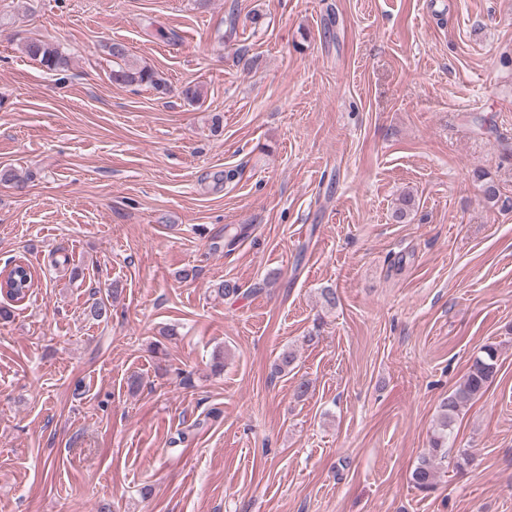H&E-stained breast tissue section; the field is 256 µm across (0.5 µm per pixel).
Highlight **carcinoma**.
Returning a JSON list of instances; mask_svg holds the SVG:
<instances>
[{
    "label": "carcinoma",
    "mask_w": 512,
    "mask_h": 512,
    "mask_svg": "<svg viewBox=\"0 0 512 512\" xmlns=\"http://www.w3.org/2000/svg\"><path fill=\"white\" fill-rule=\"evenodd\" d=\"M111 57L122 61L112 70L110 78L116 85H149L156 90L163 88V82L152 69L140 64L129 56L128 50H115V44L106 45ZM26 54L51 73L60 74L69 69V56L59 45L43 39H29L24 44ZM415 207V198L411 194L402 196L393 212L396 222H403ZM34 286L30 265L22 260L14 261L0 271V294L11 303H20L28 296ZM498 368V348L489 343L481 347L468 368L462 382L444 397L440 404L439 430L430 441L427 454L423 455L410 475L413 487L421 492L433 489L437 477L438 460L446 455V444L452 433V425L461 411L477 396L484 393L486 387L496 376Z\"/></svg>",
    "instance_id": "1"
}]
</instances>
